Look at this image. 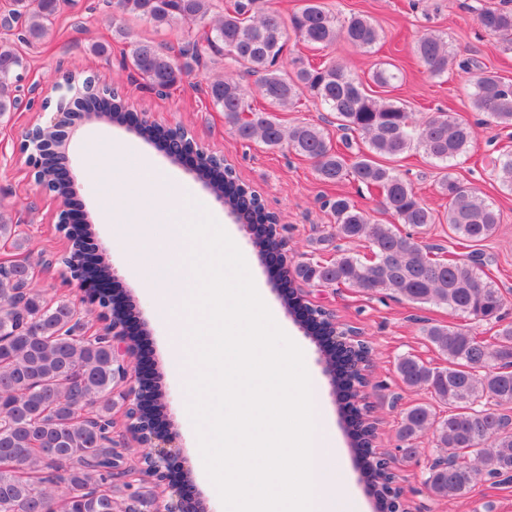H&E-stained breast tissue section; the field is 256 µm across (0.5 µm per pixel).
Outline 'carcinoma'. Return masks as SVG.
Returning <instances> with one entry per match:
<instances>
[{"instance_id": "obj_1", "label": "carcinoma", "mask_w": 512, "mask_h": 512, "mask_svg": "<svg viewBox=\"0 0 512 512\" xmlns=\"http://www.w3.org/2000/svg\"><path fill=\"white\" fill-rule=\"evenodd\" d=\"M67 0H8L6 18L20 22L18 40L0 39V116L17 108L21 74L28 61L17 42L38 44L55 37ZM259 0H233L221 12L213 0H115L118 19L133 17L157 29L179 28L187 37L174 54L148 40H133L121 23L112 27V40L126 45V64L148 86L158 90L178 87L184 76L203 70L210 106L224 113L225 122L245 141H258L270 149L287 147L310 160L319 181L335 185L345 181L375 189L382 209L395 223L383 224L338 194L325 202L333 218L330 236L366 241L368 253L336 251L330 260L302 263L293 271L283 268L277 288L284 307L294 314L302 298L293 290L292 278L325 288L347 285L368 295L386 293L411 304L444 307L452 314L493 325L492 336L474 334L455 322H428L425 340L442 363L435 366L406 354L396 370L409 389L425 390L432 402H419L402 413L397 440L403 458L417 455L419 440L432 433L438 457L451 463L428 469L424 480L436 501L465 497L478 483L488 480V465L498 475H512V431L502 429L499 408L512 405V320L502 315L505 297L481 270L473 256L444 258L419 237L401 232L407 224L425 230L446 224L458 244L480 245L493 237L500 224L494 204L477 189L452 173L469 153L474 130L460 116L433 112L421 120L400 100L377 98L363 81L332 58L292 60L293 70L283 69L286 29L297 41L314 49L329 48L336 41L370 50L380 41L374 21L363 15L341 17L325 0H301L288 18L258 7ZM476 21L496 37L503 50L512 52V9L481 7ZM414 54L433 77L448 72L452 50L440 33L427 32L414 45ZM228 62L255 84H244L224 73H211L212 64ZM459 67L470 74V106L488 115L489 121L512 127V81L472 60ZM402 73L381 63L371 79L381 88L394 86ZM316 99L335 115L337 127L357 132L365 148L348 155L333 145L325 129L298 123L287 126L276 113L297 103L304 95ZM264 105H254L255 99ZM84 111L104 122L126 125L146 139L161 136L145 123H132L125 106L113 100L108 110L99 100L81 103ZM419 150L444 170L438 192L448 200L442 210L425 205L411 184L382 159H396ZM59 158L47 152L40 157L42 176L53 183L57 196L68 206L78 205L74 183L58 182ZM500 186L512 192V152L492 161ZM196 171L212 194L224 199L232 214L242 215L243 203L267 224L253 240L260 259L280 247L274 224L258 197L238 185L223 167L209 159ZM90 225L80 224L70 233L71 261H76ZM0 239L11 240L18 253L0 261V512H133L123 509L113 479L122 469V456L109 437L113 428L115 391L124 376L121 361L105 336L81 335L82 323L71 303L46 298L33 283L34 272L21 250L14 217L0 211ZM85 279L108 278L110 267L99 258L91 267L78 268ZM100 306L115 323H132L139 334L147 330L136 307L126 297L107 292ZM305 334L316 343L334 327L317 318L299 320ZM336 392L355 396L361 384L351 370L335 375ZM147 401L140 420L144 424L165 420L166 403L157 386H146ZM448 409L442 416L435 405ZM350 447L357 455L372 454L363 421H345ZM364 477L380 505L378 512H396L387 496V478L375 461L367 460Z\"/></svg>"}]
</instances>
